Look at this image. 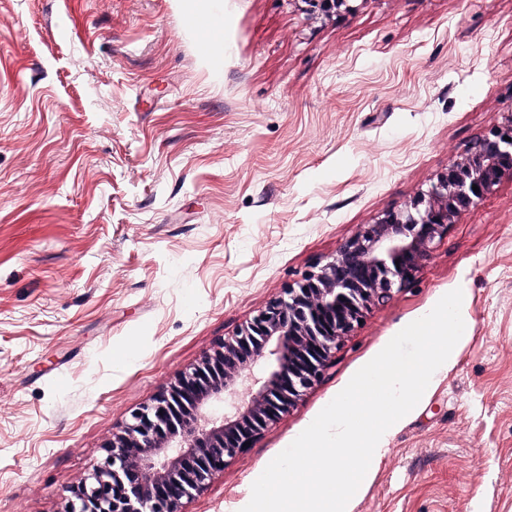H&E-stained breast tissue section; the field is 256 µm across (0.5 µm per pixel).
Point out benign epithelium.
<instances>
[{
	"label": "benign epithelium",
	"mask_w": 512,
	"mask_h": 512,
	"mask_svg": "<svg viewBox=\"0 0 512 512\" xmlns=\"http://www.w3.org/2000/svg\"><path fill=\"white\" fill-rule=\"evenodd\" d=\"M292 2L313 20L353 14L367 0ZM505 175L512 176V115L493 121L427 190L361 225L333 257L133 412L112 432L103 461L77 483L65 512H182L244 443L319 381L363 310L410 284L448 225ZM226 400L230 410L214 414L213 404Z\"/></svg>",
	"instance_id": "obj_1"
}]
</instances>
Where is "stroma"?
I'll use <instances>...</instances> for the list:
<instances>
[{"mask_svg": "<svg viewBox=\"0 0 512 512\" xmlns=\"http://www.w3.org/2000/svg\"><path fill=\"white\" fill-rule=\"evenodd\" d=\"M510 113L512 0H0V512H64L133 410ZM457 288L455 360L353 512H512L508 176L184 512H241ZM308 19L339 18L357 12L366 0H292ZM357 2H361L357 4Z\"/></svg>", "mask_w": 512, "mask_h": 512, "instance_id": "obj_1", "label": "stroma"}]
</instances>
